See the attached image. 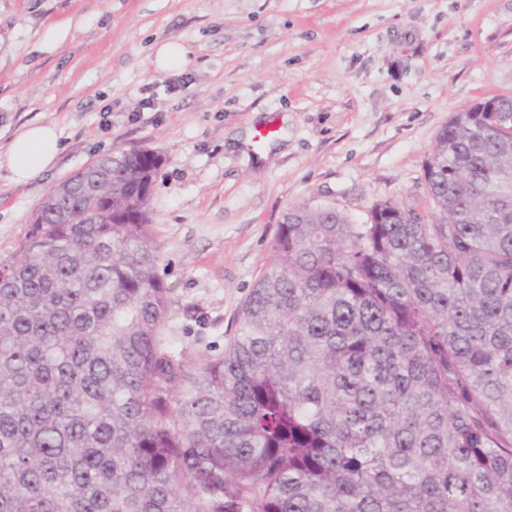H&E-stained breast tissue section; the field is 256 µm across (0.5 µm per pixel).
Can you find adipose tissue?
Listing matches in <instances>:
<instances>
[{
	"label": "adipose tissue",
	"mask_w": 512,
	"mask_h": 512,
	"mask_svg": "<svg viewBox=\"0 0 512 512\" xmlns=\"http://www.w3.org/2000/svg\"><path fill=\"white\" fill-rule=\"evenodd\" d=\"M61 146L57 124L39 123L23 127L0 152V166H5L16 182H25L53 165Z\"/></svg>",
	"instance_id": "ef3b65f1"
}]
</instances>
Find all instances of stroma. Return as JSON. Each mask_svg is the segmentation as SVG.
Listing matches in <instances>:
<instances>
[{
  "label": "stroma",
  "mask_w": 512,
  "mask_h": 512,
  "mask_svg": "<svg viewBox=\"0 0 512 512\" xmlns=\"http://www.w3.org/2000/svg\"><path fill=\"white\" fill-rule=\"evenodd\" d=\"M166 43L186 48L183 67L155 66ZM495 97L512 98V0H0V150L32 122L62 132L29 182L0 169V263L61 181L108 153L158 152L163 334L221 354L288 209L432 214L438 132Z\"/></svg>",
  "instance_id": "obj_1"
}]
</instances>
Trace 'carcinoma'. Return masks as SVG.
I'll list each match as a JSON object with an SVG mask.
<instances>
[{
  "label": "carcinoma",
  "mask_w": 512,
  "mask_h": 512,
  "mask_svg": "<svg viewBox=\"0 0 512 512\" xmlns=\"http://www.w3.org/2000/svg\"><path fill=\"white\" fill-rule=\"evenodd\" d=\"M161 166L74 173L0 267V512H512V128L453 113L431 217L289 209L219 356L162 336Z\"/></svg>",
  "instance_id": "1"
}]
</instances>
